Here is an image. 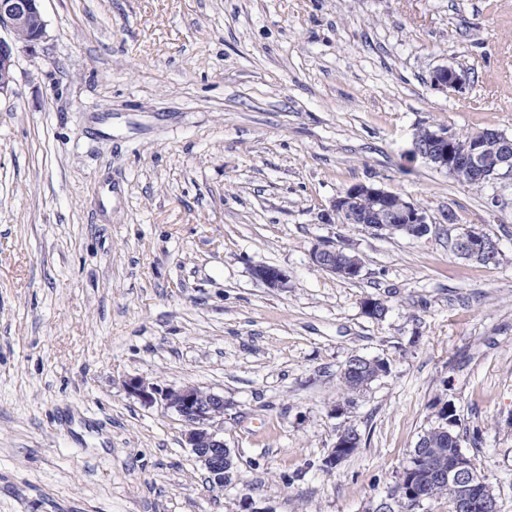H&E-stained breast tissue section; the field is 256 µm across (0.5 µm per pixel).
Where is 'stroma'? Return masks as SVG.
I'll use <instances>...</instances> for the list:
<instances>
[{"instance_id":"stroma-1","label":"stroma","mask_w":512,"mask_h":512,"mask_svg":"<svg viewBox=\"0 0 512 512\" xmlns=\"http://www.w3.org/2000/svg\"><path fill=\"white\" fill-rule=\"evenodd\" d=\"M42 8L0 98V512H377L446 408L512 512V182L411 154L424 126L512 136V0ZM447 64L464 96L431 88ZM357 183L424 208L429 233L330 220ZM470 225L496 262L456 255ZM323 242L359 275L314 266ZM355 353L388 370L347 396ZM133 377L223 395L230 483ZM347 428L359 447L326 469ZM252 273L257 281L272 291H280L288 287V274L278 267L257 265Z\"/></svg>"}]
</instances>
